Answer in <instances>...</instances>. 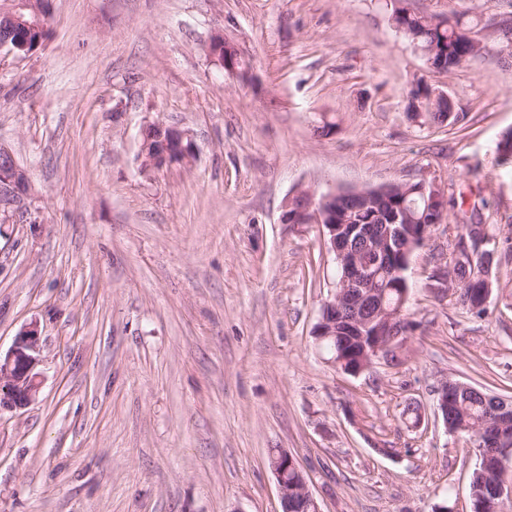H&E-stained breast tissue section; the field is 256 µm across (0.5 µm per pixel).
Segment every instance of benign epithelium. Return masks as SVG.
<instances>
[{
	"label": "benign epithelium",
	"mask_w": 512,
	"mask_h": 512,
	"mask_svg": "<svg viewBox=\"0 0 512 512\" xmlns=\"http://www.w3.org/2000/svg\"><path fill=\"white\" fill-rule=\"evenodd\" d=\"M230 57L223 61L213 50H208L210 61L219 68L228 71L232 76L237 75V61L241 58L239 48L232 42H226ZM171 134L178 143L181 154L174 160L176 164H187L193 158L191 148L183 145L184 140L190 139L185 130L171 128ZM26 175L17 165L12 153L0 146V203L3 205L13 202L14 197L25 192ZM422 193L429 194L428 203L438 204L441 216L447 215L448 197L445 192L433 183L421 180ZM304 197L302 205L292 211L285 210V224H319L324 228L330 252L341 266L342 275L336 284V289L330 298L323 303L322 317L317 324L314 335L320 341L330 338L334 326L340 322L349 331L367 332L372 336L369 348L360 357L359 367L345 369L342 361L333 360L339 370L357 375L368 369L374 360L386 357L392 352L393 343L406 334L403 326L407 320L403 307L394 311L372 310L373 296L377 289L373 285L378 273L373 265L365 261L351 247V236L362 229V225L354 224L345 227L334 224L325 208L328 198L334 196L329 192L316 200L309 189H299L292 197ZM494 239L483 224H471L456 240V251L470 260L476 258L493 244ZM40 351V332L38 326L32 324L19 331L14 343L5 357H0V410L20 409L29 405L35 398L39 388L38 374L35 372ZM467 389V386L445 381L437 389L438 413L448 414V395ZM501 453L496 456L494 466H489V459L483 458L481 468L488 474L497 489V498L512 499V450L509 442L501 439ZM270 467L275 476L282 504V512H296L293 504L301 498L307 504L316 506V512H322L318 501L312 494L303 469L295 458L285 450L270 460ZM293 470L299 477V482L288 483V470Z\"/></svg>",
	"instance_id": "benign-epithelium-1"
}]
</instances>
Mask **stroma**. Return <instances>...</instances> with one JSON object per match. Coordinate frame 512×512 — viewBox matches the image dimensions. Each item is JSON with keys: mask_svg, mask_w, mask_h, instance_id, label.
Instances as JSON below:
<instances>
[{"mask_svg": "<svg viewBox=\"0 0 512 512\" xmlns=\"http://www.w3.org/2000/svg\"><path fill=\"white\" fill-rule=\"evenodd\" d=\"M50 6L42 49L0 51V145L30 181L0 209V351L28 324L41 334L36 400L0 412V512H282L273 448L322 512H471L477 456L437 417L436 390L512 397V256L475 315L430 285L455 240L437 226L406 272V336L351 376L313 334L334 255L320 225L281 216L300 185L424 178L480 193L484 223L512 236V167L496 161L512 62L436 72L386 0ZM218 32L249 80L210 63ZM419 80L453 100L455 126L408 120ZM156 120L189 132V165L141 172L139 130Z\"/></svg>", "mask_w": 512, "mask_h": 512, "instance_id": "obj_1", "label": "stroma"}]
</instances>
